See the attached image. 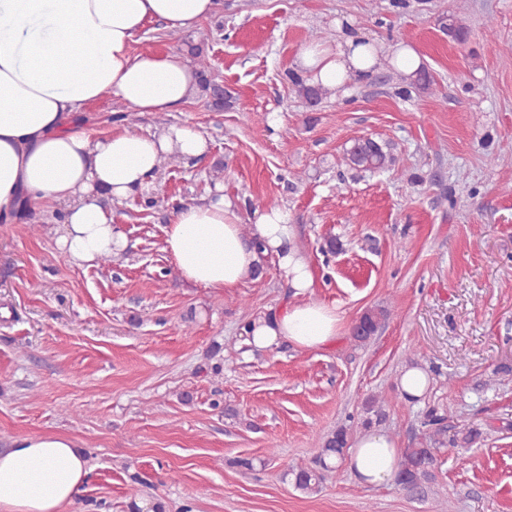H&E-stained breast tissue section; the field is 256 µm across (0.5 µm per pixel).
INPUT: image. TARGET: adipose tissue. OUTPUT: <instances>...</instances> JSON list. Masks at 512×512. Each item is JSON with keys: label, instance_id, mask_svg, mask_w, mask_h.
I'll return each mask as SVG.
<instances>
[{"label": "adipose tissue", "instance_id": "adipose-tissue-1", "mask_svg": "<svg viewBox=\"0 0 512 512\" xmlns=\"http://www.w3.org/2000/svg\"><path fill=\"white\" fill-rule=\"evenodd\" d=\"M216 0H0V221L21 207L63 203L56 243L71 262L91 264L125 247L109 205L142 193L163 159L197 158L206 137L186 125L92 138L85 107L103 96L137 112H171L197 89L182 55L134 53V36L150 19L188 31L216 9ZM380 49L358 33L336 46H311L298 64L313 80L345 91L371 73ZM237 200L220 195L178 209L165 249L180 278L207 288H234L252 278L262 257L276 259L295 298L253 319L248 346L281 342L301 349L332 345L341 331L335 308L309 299L315 284L288 214L264 208L249 232ZM349 466L368 486L393 481L399 451L392 437L368 430L352 439ZM91 469L73 440L55 434L16 438L0 448V512H62L74 504Z\"/></svg>", "mask_w": 512, "mask_h": 512}]
</instances>
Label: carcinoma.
I'll return each mask as SVG.
<instances>
[{
    "label": "carcinoma",
    "instance_id": "1",
    "mask_svg": "<svg viewBox=\"0 0 512 512\" xmlns=\"http://www.w3.org/2000/svg\"><path fill=\"white\" fill-rule=\"evenodd\" d=\"M442 28L453 39L468 32V28L454 13L442 21ZM190 64L195 68L198 77V86L205 98L208 107L214 111H224L234 107L236 97L213 74L211 63L206 56L202 45L186 42ZM299 95L310 105L317 106L327 97L330 89L321 83H312L298 77L291 78ZM346 158L350 167L364 172H379L386 170L396 163V158L388 147L369 138H358L352 141L346 150ZM386 312L383 309H369L358 320V325L352 333L355 342L364 345L378 332ZM364 409L370 417L364 423L381 421L385 416L384 402L376 397H369L364 401ZM449 414L439 413L435 409L426 412L423 426L425 431L416 440L414 446L403 451L399 461V470L395 476V483L402 489L420 493L435 481L434 465L435 453L446 448L448 451L462 446L474 444L481 437V432L473 428H464L452 437H447L445 422ZM351 438L350 428L338 427L317 448L311 449L319 468L288 469L283 473V479H291L294 486L302 491L311 492L319 487L325 480L334 476L338 467L333 464L335 460L344 458Z\"/></svg>",
    "mask_w": 512,
    "mask_h": 512
}]
</instances>
